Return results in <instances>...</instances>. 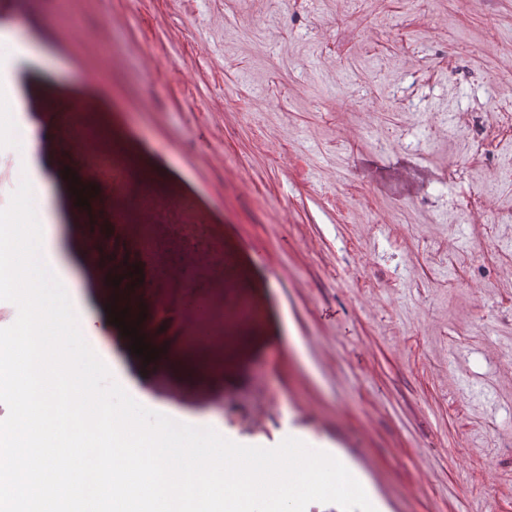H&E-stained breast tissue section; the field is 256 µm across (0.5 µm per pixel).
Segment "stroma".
<instances>
[{"label":"stroma","instance_id":"1","mask_svg":"<svg viewBox=\"0 0 512 512\" xmlns=\"http://www.w3.org/2000/svg\"><path fill=\"white\" fill-rule=\"evenodd\" d=\"M4 21L46 60L23 109L79 310L159 351L88 337L130 396L243 445L343 436L406 512H512V0H0ZM88 118L150 181L149 210L117 196L126 237L152 225L154 279L203 260L223 343H171L154 297L103 278L110 206L64 177Z\"/></svg>","mask_w":512,"mask_h":512}]
</instances>
